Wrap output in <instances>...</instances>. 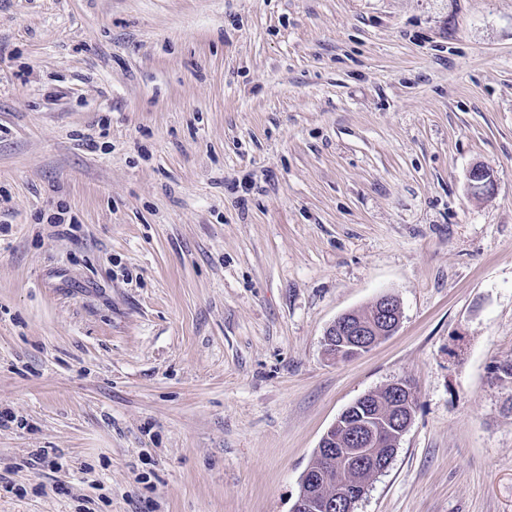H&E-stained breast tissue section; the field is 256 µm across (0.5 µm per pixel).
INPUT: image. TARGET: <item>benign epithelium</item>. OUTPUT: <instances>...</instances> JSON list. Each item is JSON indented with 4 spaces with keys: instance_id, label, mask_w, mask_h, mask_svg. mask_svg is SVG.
I'll return each instance as SVG.
<instances>
[{
    "instance_id": "7a95c632",
    "label": "benign epithelium",
    "mask_w": 512,
    "mask_h": 512,
    "mask_svg": "<svg viewBox=\"0 0 512 512\" xmlns=\"http://www.w3.org/2000/svg\"><path fill=\"white\" fill-rule=\"evenodd\" d=\"M473 187L487 190L492 179L481 166L470 172ZM401 322L398 298L390 293L371 303L367 319H354L346 312L336 318L324 334L326 352L336 359L351 360L390 337ZM416 394L405 380L393 381L376 392L367 393L345 408L328 429L317 448V455L336 454L361 471L378 469L377 450L396 448L412 421ZM350 484H336L331 496L317 497L304 487L292 512H353L356 500L348 492Z\"/></svg>"
}]
</instances>
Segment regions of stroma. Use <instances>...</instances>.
<instances>
[{
    "instance_id": "1",
    "label": "stroma",
    "mask_w": 512,
    "mask_h": 512,
    "mask_svg": "<svg viewBox=\"0 0 512 512\" xmlns=\"http://www.w3.org/2000/svg\"><path fill=\"white\" fill-rule=\"evenodd\" d=\"M400 379L355 512H512V0H0V512H291ZM368 319H353L346 312L336 318L324 334L326 352L335 359L351 360L390 337L401 322L398 298L380 295L371 304ZM415 397L411 385L405 380L393 381L377 392L364 394L345 408L324 434L317 455L322 458L323 454L332 455L335 451L336 458L352 463L355 469L361 468L360 472H365L367 463L371 462L368 472L373 474L378 469V448H382L379 454L385 458L387 448H397L408 429ZM392 413L397 420L390 427L389 416ZM333 432H337L336 436Z\"/></svg>"
}]
</instances>
